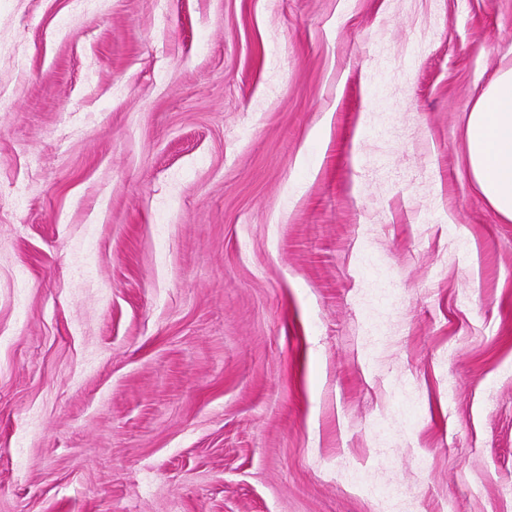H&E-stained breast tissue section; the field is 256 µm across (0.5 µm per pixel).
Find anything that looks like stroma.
Wrapping results in <instances>:
<instances>
[{
  "instance_id": "obj_1",
  "label": "stroma",
  "mask_w": 512,
  "mask_h": 512,
  "mask_svg": "<svg viewBox=\"0 0 512 512\" xmlns=\"http://www.w3.org/2000/svg\"><path fill=\"white\" fill-rule=\"evenodd\" d=\"M509 69L512 0H0V512H512ZM465 137L483 195L512 221V70L497 76L475 103Z\"/></svg>"
}]
</instances>
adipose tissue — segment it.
<instances>
[{"mask_svg": "<svg viewBox=\"0 0 512 512\" xmlns=\"http://www.w3.org/2000/svg\"><path fill=\"white\" fill-rule=\"evenodd\" d=\"M465 137L483 195L512 221V70L497 76L475 103Z\"/></svg>", "mask_w": 512, "mask_h": 512, "instance_id": "adipose-tissue-1", "label": "adipose tissue"}]
</instances>
